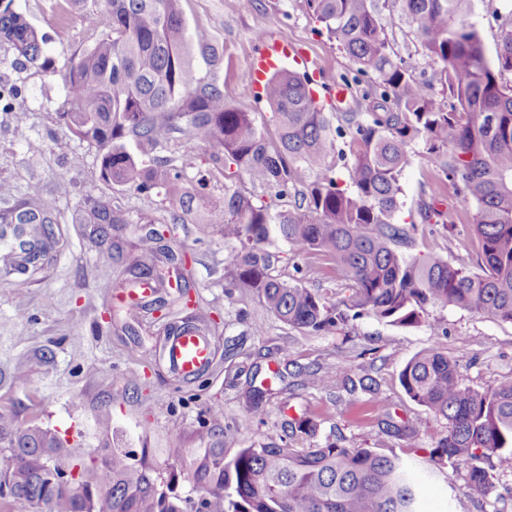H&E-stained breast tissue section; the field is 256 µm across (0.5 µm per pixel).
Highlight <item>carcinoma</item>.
<instances>
[{"label":"carcinoma","mask_w":512,"mask_h":512,"mask_svg":"<svg viewBox=\"0 0 512 512\" xmlns=\"http://www.w3.org/2000/svg\"><path fill=\"white\" fill-rule=\"evenodd\" d=\"M329 40L358 72L374 76V96L396 112H345L342 124L314 101L309 81L287 70L265 83L276 136L256 123L254 113L233 108L215 83L194 75L180 0H104L85 15L90 43L62 76L66 99L60 121L71 135L105 150L102 178L139 192L158 189L168 202L170 223L193 215L237 241L227 256L230 288L253 289L281 322L311 333L348 332L372 315L393 325L424 323L446 328L438 313L459 309L512 323V18L503 23L496 57L486 56L474 22L473 0H306ZM395 12L411 28L423 57L437 63L429 81L416 79L393 50L382 25ZM0 42L29 62L43 52L44 38L13 9L0 8ZM439 84L444 106L435 99ZM185 132L197 144L216 148L213 168L224 171V195L207 191L209 178L185 149L178 160L156 151L172 134ZM135 140L139 154L128 151ZM423 142L421 159L453 182L473 206L479 270L440 255L405 257L395 246L416 232L432 233L430 209L423 224H399L402 173ZM338 158L349 186L336 177ZM196 171L190 177L187 171ZM298 197L288 210L257 203L237 179ZM0 212L14 224L15 238L33 224V241L9 252L11 270L34 267L58 223L55 201L33 188L21 202ZM96 224H127L101 203L90 209ZM161 239H139L147 279L164 281L168 271L145 263ZM287 243L294 254H322L345 282L348 295L331 300L299 281L271 274L267 245ZM399 379L409 398L445 430L431 449L434 468H453L472 495L496 490L497 474L512 472V377L476 390L463 383L455 361L437 348L407 360ZM294 435L277 446H250L233 457L224 446L199 448L186 473L163 479L149 463L125 448H110L104 462L83 481L93 490V512H184L174 491L186 478L214 512H421V473L403 456L373 448H347L326 441L293 448ZM12 479L0 498L45 504V512H87L70 490L47 486L54 462L69 463L55 434L37 429L7 447Z\"/></svg>","instance_id":"carcinoma-1"}]
</instances>
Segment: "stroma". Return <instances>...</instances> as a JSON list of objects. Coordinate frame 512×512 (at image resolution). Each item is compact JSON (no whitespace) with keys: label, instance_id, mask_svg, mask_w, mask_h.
<instances>
[{"label":"stroma","instance_id":"obj_1","mask_svg":"<svg viewBox=\"0 0 512 512\" xmlns=\"http://www.w3.org/2000/svg\"><path fill=\"white\" fill-rule=\"evenodd\" d=\"M189 29L208 33L206 43H191L196 76L216 82L234 108L254 113L258 125L272 129L271 110L253 86L249 72L259 37L276 39L308 54L322 77L321 94L334 97L335 112L357 111L370 91L372 75L356 65L335 43L320 35V23L305 0H181ZM38 35L46 38L43 57L19 64L15 51L0 43V86H17L9 111H0V185L11 200L24 199L31 188L55 201L60 215L55 231L63 246L22 284L0 278V413L23 428L38 426L54 433L82 471L100 464L102 439L133 453L151 451L160 473L185 469L188 457L173 449L207 448L214 430L223 433L226 456L249 446L274 445L291 433L290 421L302 415L317 423L315 436L296 434L295 445L311 448L333 440L349 448L411 453L425 460L434 448L442 422L413 402L399 381L404 363L415 354L440 348L456 361L463 381L477 389L512 377V324L465 311L443 312L445 333L420 323L396 326L366 315L350 334H311L275 318L252 290L226 289L231 249L217 227L189 220L166 235V253L187 255L193 269L189 307L210 331L212 362L192 378L174 376L164 355V332L176 317L142 311L135 317L110 319L134 260V243L147 228L116 224L111 240H102L88 220L92 202L133 215L162 212L161 193L115 187L100 175L101 150L73 137L57 120L65 90L60 78L87 42L84 11L93 0H13ZM512 0H474L476 24L487 57H495ZM395 52L411 66L415 78L434 67L397 15L383 14ZM404 205L398 223H421L428 205L455 232L414 235L399 245L409 256L435 253L476 268L477 243L466 232L473 209L455 186L413 158L404 170ZM275 276L296 278L329 296H344L342 281L321 255L298 256L282 242L271 245ZM337 381L368 377L377 391L348 392L316 386L313 374ZM262 390V418L247 420L253 390ZM112 415L109 435L98 433L94 417L101 405ZM220 407L213 421L211 407ZM420 426L413 442L395 437L394 427ZM501 496L469 494L455 481L452 468L426 480L423 512H512V473L498 477Z\"/></svg>","mask_w":512,"mask_h":512}]
</instances>
